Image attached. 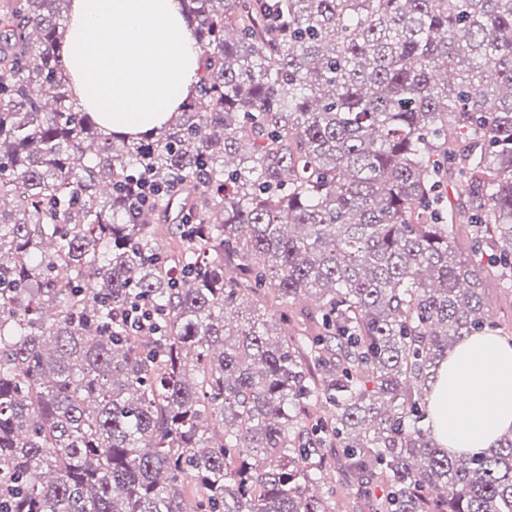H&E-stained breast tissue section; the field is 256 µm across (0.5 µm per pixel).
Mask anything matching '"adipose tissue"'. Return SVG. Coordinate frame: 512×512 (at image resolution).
<instances>
[{
	"label": "adipose tissue",
	"mask_w": 512,
	"mask_h": 512,
	"mask_svg": "<svg viewBox=\"0 0 512 512\" xmlns=\"http://www.w3.org/2000/svg\"><path fill=\"white\" fill-rule=\"evenodd\" d=\"M73 95L106 127L161 126L197 86L201 50L180 0H70L63 50ZM428 417L437 443L473 455L512 433V337H466L442 361Z\"/></svg>",
	"instance_id": "1"
}]
</instances>
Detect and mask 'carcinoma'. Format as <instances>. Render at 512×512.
<instances>
[{"label":"carcinoma","mask_w":512,"mask_h":512,"mask_svg":"<svg viewBox=\"0 0 512 512\" xmlns=\"http://www.w3.org/2000/svg\"><path fill=\"white\" fill-rule=\"evenodd\" d=\"M182 2L196 94L132 137L72 94L67 0H0V512H336L330 448L362 512H512V434L425 425L512 289V0ZM122 320L136 332L146 327L153 328L157 322L156 314L149 309H144L141 305L132 304L131 309H126ZM158 325V324H157Z\"/></svg>","instance_id":"cac0c4a2"}]
</instances>
